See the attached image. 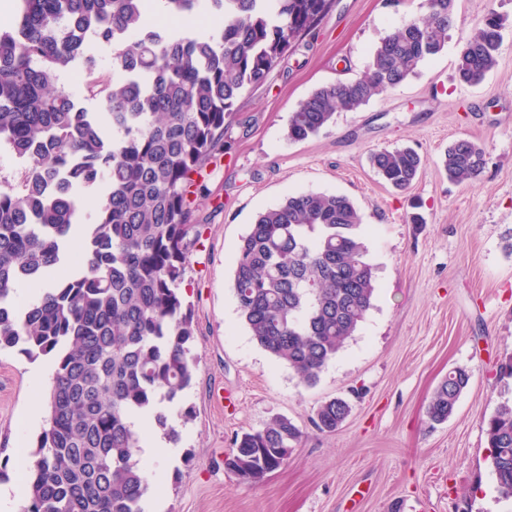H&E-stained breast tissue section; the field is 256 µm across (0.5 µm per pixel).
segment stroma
Here are the masks:
<instances>
[{
	"instance_id": "1",
	"label": "stroma",
	"mask_w": 512,
	"mask_h": 512,
	"mask_svg": "<svg viewBox=\"0 0 512 512\" xmlns=\"http://www.w3.org/2000/svg\"><path fill=\"white\" fill-rule=\"evenodd\" d=\"M421 0H331L313 35L290 48L266 85L243 94L224 129V158L194 197L207 218L181 284L199 357L182 404L192 419L169 457H150L149 512H512L491 475L483 422L512 402V0H457L445 49L416 75L302 142L288 118L316 88L360 76L380 38L420 13ZM507 18L498 63L476 86L456 74L465 36L489 10ZM466 138L486 166L469 185L448 181L441 157ZM409 146L425 162L406 192L385 184L370 152ZM301 192L342 194L362 216L376 268L373 307L314 386L251 338L231 282L238 245L259 213ZM52 356L0 352V485L42 420ZM468 388L441 425L426 409L448 371ZM351 403L331 433L310 419L326 400ZM291 418L303 436L257 485L224 467L236 435Z\"/></svg>"
}]
</instances>
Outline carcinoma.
Returning <instances> with one entry per match:
<instances>
[{
	"label": "carcinoma",
	"instance_id": "cac0c4a2",
	"mask_svg": "<svg viewBox=\"0 0 512 512\" xmlns=\"http://www.w3.org/2000/svg\"><path fill=\"white\" fill-rule=\"evenodd\" d=\"M455 0H427L425 15L386 34L367 72L316 89L290 113L287 138L304 141L340 110H355L438 55L454 26ZM173 17L207 13L210 33H160L148 0H18L0 27V145L22 166L0 174V352L54 356L47 417L23 478L24 512H147L150 470L142 460L148 415L170 441L191 410L177 408L199 358L181 283L204 224L193 220L190 187L224 156V126L243 92L261 87L292 43L313 31L328 0H163ZM504 19L489 12L464 40L457 76L468 85L497 64ZM112 45L118 82L97 75L90 43ZM85 67L86 111L63 75ZM396 190L424 159L412 148L369 156ZM486 164L467 139L444 151L448 180L473 182ZM104 186L83 245L67 243L82 221L78 194ZM362 218L343 195L297 193L260 213L238 246V311L253 340L310 386L336 359L373 306L375 267ZM45 286L19 308V291ZM470 380L450 370L427 417L442 423ZM343 398L323 402L318 431L350 415ZM499 493L512 498V405L484 421ZM302 436L277 416L236 437L224 468L257 484L287 460Z\"/></svg>",
	"mask_w": 512,
	"mask_h": 512
}]
</instances>
